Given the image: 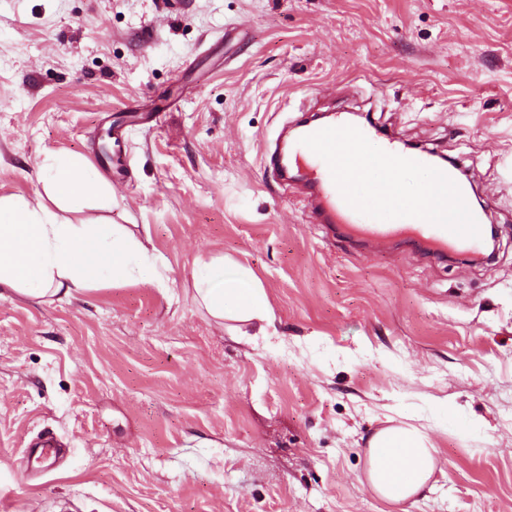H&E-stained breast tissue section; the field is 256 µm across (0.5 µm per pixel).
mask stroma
<instances>
[{"mask_svg": "<svg viewBox=\"0 0 512 512\" xmlns=\"http://www.w3.org/2000/svg\"><path fill=\"white\" fill-rule=\"evenodd\" d=\"M311 108L455 161L494 257L312 223L264 171ZM112 124V208L83 215L164 282L0 292V512H512V0H0V197L45 199L41 161L93 163ZM200 259L258 279L268 336L199 302ZM391 420L440 460L401 504L364 481Z\"/></svg>", "mask_w": 512, "mask_h": 512, "instance_id": "stroma-1", "label": "stroma"}]
</instances>
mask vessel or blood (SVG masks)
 <instances>
[{
  "mask_svg": "<svg viewBox=\"0 0 512 512\" xmlns=\"http://www.w3.org/2000/svg\"><path fill=\"white\" fill-rule=\"evenodd\" d=\"M372 136L370 128L350 127L342 114L303 132L294 158L310 163L308 207L314 222L342 225L347 235L375 249L403 236L436 254L479 250L484 216L472 203L473 186L455 179L447 168L433 169L428 199L420 204L399 194L394 176L405 157L395 142H388L378 159L359 156L349 166L337 164V145H359Z\"/></svg>",
  "mask_w": 512,
  "mask_h": 512,
  "instance_id": "1",
  "label": "vessel or blood"
}]
</instances>
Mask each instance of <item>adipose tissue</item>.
<instances>
[{
	"instance_id": "adipose-tissue-1",
	"label": "adipose tissue",
	"mask_w": 512,
	"mask_h": 512,
	"mask_svg": "<svg viewBox=\"0 0 512 512\" xmlns=\"http://www.w3.org/2000/svg\"><path fill=\"white\" fill-rule=\"evenodd\" d=\"M46 192L68 211L89 199L111 209L112 196L98 173L70 155H50L40 166ZM162 275L144 247L124 227L108 222L58 220L44 205L0 197V288L32 298L69 297L89 283ZM192 277L200 301L217 317L254 323L266 335L273 314L263 288L246 273L225 275L223 263L201 261ZM437 467L427 433L411 424L381 429L369 443L366 480L383 499L401 503L420 495Z\"/></svg>"
}]
</instances>
